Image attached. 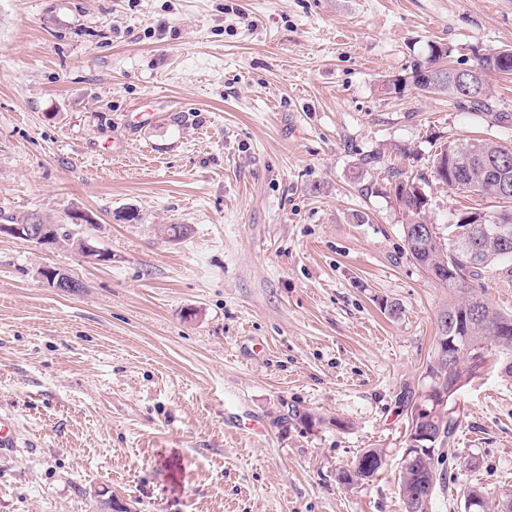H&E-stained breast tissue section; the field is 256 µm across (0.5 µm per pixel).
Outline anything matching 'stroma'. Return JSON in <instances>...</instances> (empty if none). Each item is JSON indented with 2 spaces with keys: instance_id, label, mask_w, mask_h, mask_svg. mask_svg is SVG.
<instances>
[{
  "instance_id": "obj_1",
  "label": "stroma",
  "mask_w": 512,
  "mask_h": 512,
  "mask_svg": "<svg viewBox=\"0 0 512 512\" xmlns=\"http://www.w3.org/2000/svg\"><path fill=\"white\" fill-rule=\"evenodd\" d=\"M435 45L462 67L512 47V0H0V213L83 216L112 253L0 237V413L17 426L0 512H405L448 292L405 252L387 171L422 187L443 235L462 211L512 209L433 177L445 144L512 147L495 119L512 76H490L485 111L408 83ZM456 411V494L433 512L512 491L496 359ZM366 448L377 477L339 484Z\"/></svg>"
}]
</instances>
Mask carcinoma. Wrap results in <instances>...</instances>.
Returning <instances> with one entry per match:
<instances>
[{"mask_svg":"<svg viewBox=\"0 0 512 512\" xmlns=\"http://www.w3.org/2000/svg\"><path fill=\"white\" fill-rule=\"evenodd\" d=\"M446 56L447 52L435 47L428 59L414 65L413 71L432 64L448 75L454 67L444 62ZM487 93L484 84L469 92L464 101L475 110H484L488 108ZM433 172L448 187L458 182L498 198L503 179L511 181L512 189V147L487 139L449 144L434 155ZM385 193L394 197L406 217L402 233L408 253L433 282L450 293L448 305L438 315L439 336L428 368L429 389L445 393L448 401H453L469 380L485 368L492 353L498 355L504 372L512 376V315L491 306L481 294L482 280L486 278L512 283V223L507 225L505 237L493 230L484 232L475 224L474 237L466 245L455 244L437 231L432 236L421 237L414 225L427 224L429 220L411 194L409 182L393 170ZM463 358L468 365H462ZM426 406L429 410L426 415L411 413V428L398 477L405 512H432L438 491L446 488V472L438 465L445 457L457 458L456 449H445L456 432V410L449 404L440 408L428 402ZM420 435L425 436L420 444L433 452L427 453L414 445ZM383 464L382 450L368 448L351 466L338 471L337 480L346 487L363 485L377 476ZM464 501L474 503L471 512H489L487 501L477 487L464 492Z\"/></svg>","mask_w":512,"mask_h":512,"instance_id":"cac0c4a2","label":"carcinoma"}]
</instances>
